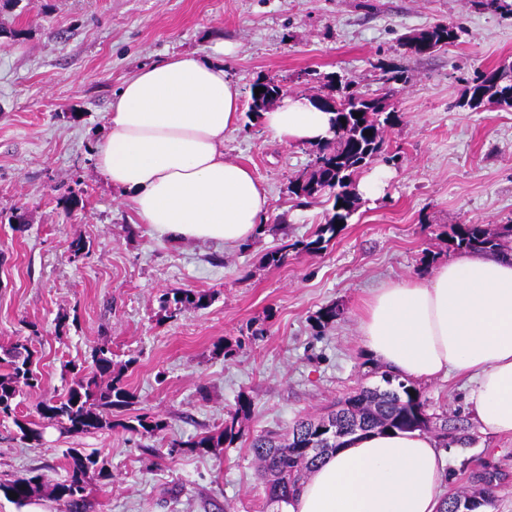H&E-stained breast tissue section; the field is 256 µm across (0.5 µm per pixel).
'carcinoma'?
I'll return each instance as SVG.
<instances>
[{"label": "carcinoma", "instance_id": "1", "mask_svg": "<svg viewBox=\"0 0 512 512\" xmlns=\"http://www.w3.org/2000/svg\"><path fill=\"white\" fill-rule=\"evenodd\" d=\"M457 36L453 25L437 24L419 33L401 46L412 54L429 56ZM328 89L325 96L335 99L332 138L314 145L311 173L290 183L289 192L298 200L314 199L324 193L333 198V205L325 224L310 241L285 243L266 253L264 260L271 266H279L288 258L291 250L315 252L323 248L326 236H334L338 223H347L356 209L357 196L350 190L351 178L360 170L381 160L390 163L396 157L384 153L383 129L396 118L387 110L382 99L370 98L348 82L336 86V77H316ZM265 91L252 96L250 111L261 113L278 100L282 86L275 80L257 82L253 87ZM512 63L503 64L490 71L478 72L471 79L466 105L477 110L485 104L512 108ZM361 117H355V114ZM370 134H364V131ZM453 250L459 253H490L505 255L506 243L512 238V224L493 228L488 224H454L449 234ZM212 295L184 288H173L160 297L161 310L172 319L184 310L205 309ZM36 351L29 338L21 337L9 347L0 350V417L12 420L20 440L39 445L41 428L19 411L17 399L25 393L41 388V379L32 369ZM92 365L88 368H72L70 385L61 396L43 398L35 404V411L42 419L58 426L67 434L81 435L100 430H122L141 438H154L165 430V422L147 413L128 419L121 413L135 404L136 396L124 380V372L112 369V350L101 345L92 350ZM386 388L362 387L344 401L333 405L326 414L317 418L297 420L291 431L282 436L274 431H264L253 436L250 450L258 464L265 484L267 504L284 512L303 487L307 475L336 449L346 444L347 436L357 431L384 432H435L448 447V434L453 443L470 444L465 427L456 416L437 415L430 412V404L420 392L410 395L413 385L393 371L382 376ZM249 398L238 401L234 411L224 418L222 427L205 432L194 438L173 444L169 452L188 448L199 453H209L216 448L233 443L241 436L240 417L251 411ZM69 468L64 479L51 482L39 469H32L13 480L0 482V495L23 505L36 496L45 494L64 507V512H90L91 504L86 495L89 474L101 478L110 477L106 464L93 453L85 454L78 448L68 452Z\"/></svg>", "mask_w": 512, "mask_h": 512}]
</instances>
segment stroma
I'll list each match as a JSON object with an SVG mask.
<instances>
[{"mask_svg": "<svg viewBox=\"0 0 512 512\" xmlns=\"http://www.w3.org/2000/svg\"><path fill=\"white\" fill-rule=\"evenodd\" d=\"M459 24L458 39L418 57L404 37ZM236 43L224 70L243 103L260 79L288 92L321 94L307 72L354 82L397 114L384 130L387 178L360 197L326 248L263 256L283 242L313 239L332 203L300 204L288 186L311 170L312 147L283 144L260 116L241 113L224 138L225 158L249 166L269 195L267 220L236 246L170 242L140 224L95 166L115 93L142 66L167 55L210 56ZM512 62V0H15L0 6V347L32 336L39 397L66 392L67 366L85 367L108 344L137 399L167 428L142 439L119 430L70 435L46 425L28 446L0 419V481L39 468L66 474L68 449L96 453L107 480L89 476L92 512H273L249 452L254 434L287 431L319 417L359 388L381 385L383 364L365 354L362 302L388 282L422 277L454 258L453 224H512V109L461 102L475 71ZM388 70L400 72L385 82ZM77 197L66 209L62 198ZM86 244L73 257L74 239ZM206 291L212 303L165 319L160 296ZM333 324L316 327L324 307ZM240 342L235 356L218 339ZM431 412L470 423L471 445L451 457L452 492L470 474L498 472L487 512H512V436L483 432L455 377L416 381ZM253 401L240 437L217 451L170 453L172 441L216 430L239 397Z\"/></svg>", "mask_w": 512, "mask_h": 512, "instance_id": "35a3bbf8", "label": "stroma"}]
</instances>
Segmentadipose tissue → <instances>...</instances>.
<instances>
[{
  "label": "adipose tissue",
  "instance_id": "ef3b65f1",
  "mask_svg": "<svg viewBox=\"0 0 512 512\" xmlns=\"http://www.w3.org/2000/svg\"><path fill=\"white\" fill-rule=\"evenodd\" d=\"M173 55L142 67L115 95L96 154L102 178L121 190L141 223L173 242L235 246L268 211L253 171L224 157L242 111L222 58ZM288 143L331 137V115L290 94L262 114ZM359 331L368 355L404 377L464 378L482 430L512 436V256L468 253L430 276L374 289ZM451 453L426 432L353 436L310 473L286 512H439Z\"/></svg>",
  "mask_w": 512,
  "mask_h": 512
}]
</instances>
